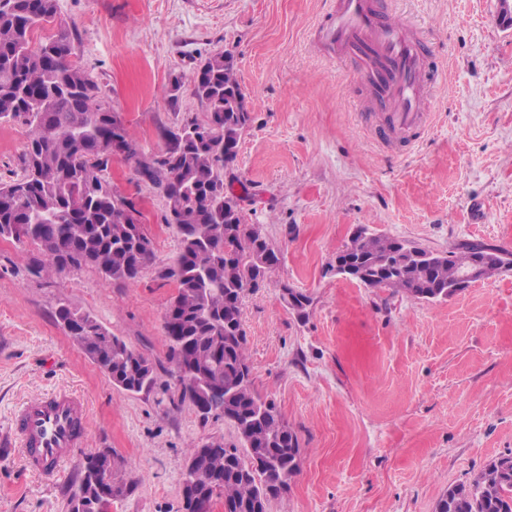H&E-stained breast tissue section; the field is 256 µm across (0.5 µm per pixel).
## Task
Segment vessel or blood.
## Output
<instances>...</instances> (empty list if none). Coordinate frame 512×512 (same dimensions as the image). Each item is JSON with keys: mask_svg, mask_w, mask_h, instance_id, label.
Masks as SVG:
<instances>
[{"mask_svg": "<svg viewBox=\"0 0 512 512\" xmlns=\"http://www.w3.org/2000/svg\"><path fill=\"white\" fill-rule=\"evenodd\" d=\"M316 35L336 51L338 61L357 63V77L369 86L380 109L387 146L411 150L429 127L424 103L442 76L431 64L426 41L412 25L388 21L379 0H336ZM88 419L85 400L59 390L33 399L14 415L27 466L54 477L83 444Z\"/></svg>", "mask_w": 512, "mask_h": 512, "instance_id": "b4317fda", "label": "vessel or blood"}]
</instances>
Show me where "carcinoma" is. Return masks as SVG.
Instances as JSON below:
<instances>
[{
	"label": "carcinoma",
	"mask_w": 512,
	"mask_h": 512,
	"mask_svg": "<svg viewBox=\"0 0 512 512\" xmlns=\"http://www.w3.org/2000/svg\"><path fill=\"white\" fill-rule=\"evenodd\" d=\"M50 34L34 42V34ZM75 34L61 26L56 0H0V123L27 127L22 174L0 184V238L32 243L40 251L36 273L60 275L94 267L106 281L138 277L153 258L142 226L128 222L133 200L112 187V137L125 144L123 156L135 163L140 179L158 189L166 210L184 215L179 237L176 294L165 315L164 331L182 336L181 350L168 345V373L181 397L198 406L206 397L186 386L182 370L193 363L222 389L214 409L232 423L239 445L191 447L194 473H185L182 512H210L214 490L228 512H267L270 499L284 491L300 470L297 435L275 404L254 388L242 324L246 292L263 283L278 264L264 235L245 223L242 198L224 183L251 122L234 56H207L190 90L206 107L204 117L185 123L197 138L179 139L150 158L141 156L127 126L114 132L113 112L98 99L92 77L72 60ZM478 254L485 255L478 279L500 274L501 257L512 252L482 243H463L451 255L434 253L386 235L350 240L341 250L364 270L357 282L367 288H396L424 301L450 297L448 289ZM282 298L302 314L304 293ZM57 322L116 387L147 394L159 381L157 366L100 322L68 303ZM112 454L103 448L81 464V512H97L105 491L128 492L98 468ZM436 512H512V456L491 461L468 485L448 488Z\"/></svg>",
	"instance_id": "obj_1"
}]
</instances>
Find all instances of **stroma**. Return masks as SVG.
Returning <instances> with one entry per match:
<instances>
[{
	"label": "stroma",
	"instance_id": "1",
	"mask_svg": "<svg viewBox=\"0 0 512 512\" xmlns=\"http://www.w3.org/2000/svg\"><path fill=\"white\" fill-rule=\"evenodd\" d=\"M333 0H56L74 23V58L143 156L162 129L204 109L169 100L173 76L230 51L251 124L232 170L246 223L279 263L242 301L256 391L298 437L300 471L268 512H435L448 487L469 484L512 454V275L425 302L337 275L357 225L435 252L465 241L512 251V27L497 0H390L392 20L428 34L444 82L425 108L429 133L409 153L377 144L347 63L319 43ZM109 178L141 213L154 257L136 280L104 282L91 267L37 277L33 244L0 238V512H69L84 455L112 451L129 487L106 512H179L190 448L237 443L223 418L200 417L161 375L150 394L115 387L58 325L67 302L154 363L179 250L158 190L117 156ZM310 298L305 316L283 286ZM56 389L83 396L89 434L52 478L28 471L10 421L25 400Z\"/></svg>",
	"mask_w": 512,
	"mask_h": 512
}]
</instances>
